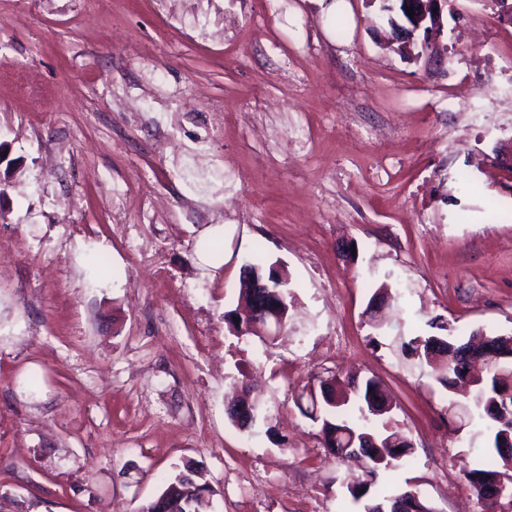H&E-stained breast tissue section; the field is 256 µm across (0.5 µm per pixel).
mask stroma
Segmentation results:
<instances>
[{"label":"stroma","mask_w":512,"mask_h":512,"mask_svg":"<svg viewBox=\"0 0 512 512\" xmlns=\"http://www.w3.org/2000/svg\"><path fill=\"white\" fill-rule=\"evenodd\" d=\"M458 7L407 55L378 0H0V512H139L188 465L208 512H359L295 404L337 372L413 445L383 484L480 512L492 439L401 351L512 335V16ZM258 244L267 341L225 319ZM241 274H242V286L239 289L238 294V305L237 308L233 311L228 312L227 317L230 324H233L235 329L237 331L240 330L239 322H235V318H237V315H234L236 311L241 307L242 302L245 301L248 306H250L254 301H258L259 297L262 296V293L270 294V293H276L283 297L287 312L284 317L283 321V311L281 306L274 307L271 313L269 314L268 318L283 321L281 324L280 329H284L288 325V288H278L279 282L276 280H279L278 271L275 270L274 267H272V277H271V268H268V270L263 266L262 260L256 259L254 262H248L242 266ZM247 267V268H246ZM254 276V283L251 288L250 285L247 284L244 280L249 279L252 277L251 272ZM275 278V279H272ZM281 279V278H280ZM259 282L262 287L268 286L269 288H259L256 286V283ZM247 286V288H245Z\"/></svg>","instance_id":"stroma-1"}]
</instances>
